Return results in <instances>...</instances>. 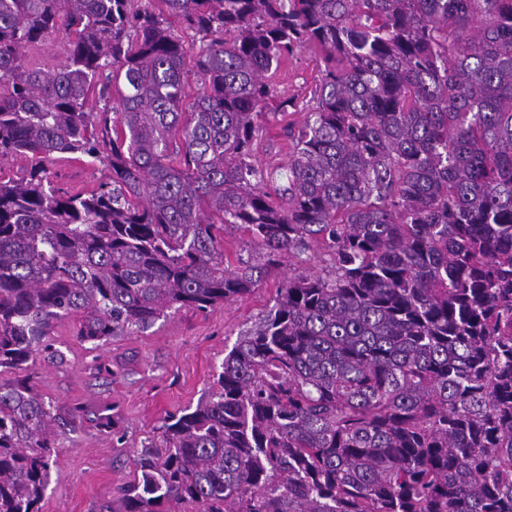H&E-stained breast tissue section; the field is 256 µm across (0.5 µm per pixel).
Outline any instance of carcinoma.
<instances>
[{
    "label": "carcinoma",
    "mask_w": 512,
    "mask_h": 512,
    "mask_svg": "<svg viewBox=\"0 0 512 512\" xmlns=\"http://www.w3.org/2000/svg\"><path fill=\"white\" fill-rule=\"evenodd\" d=\"M58 32L55 66L24 65ZM310 45L316 105L268 171L269 76ZM67 155L107 179L52 184ZM13 156L0 374L24 377L0 384V512H42L57 466L25 372L62 360L58 322L99 347L249 293L310 240L332 273L288 278L110 512H512V0H0ZM236 225L258 260L224 262Z\"/></svg>",
    "instance_id": "obj_1"
}]
</instances>
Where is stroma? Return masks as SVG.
<instances>
[{
    "label": "stroma",
    "mask_w": 512,
    "mask_h": 512,
    "mask_svg": "<svg viewBox=\"0 0 512 512\" xmlns=\"http://www.w3.org/2000/svg\"><path fill=\"white\" fill-rule=\"evenodd\" d=\"M324 64L320 54L304 48L271 76L279 96L294 100L289 119L266 115L257 139L262 166L287 164L292 152L288 123L302 124L314 105V90ZM55 184L74 192L97 187L101 171L78 160L51 167ZM331 258L310 244L304 252L284 255L278 267L262 276L242 297L208 312L182 310L151 328L94 348L78 342L68 324L55 329V346L63 363L37 358L33 384L55 406H80L75 427L59 428L57 468L51 472L42 512H103L118 484L133 474V452L170 414L196 405L210 386L225 354L240 333L273 304L277 291L297 273L328 274ZM117 406V433L98 429L105 407Z\"/></svg>",
    "instance_id": "obj_1"
}]
</instances>
